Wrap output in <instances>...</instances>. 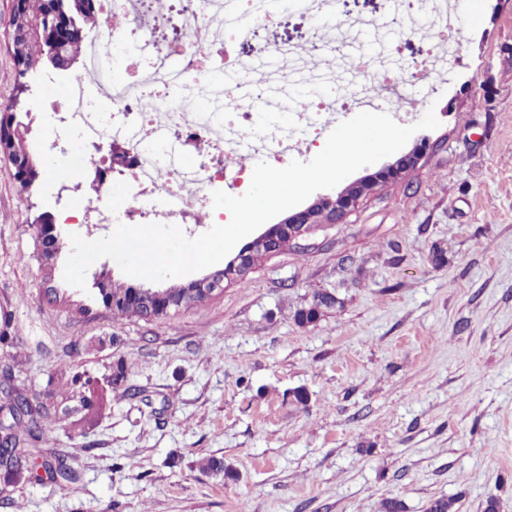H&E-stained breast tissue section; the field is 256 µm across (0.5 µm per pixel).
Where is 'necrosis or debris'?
I'll use <instances>...</instances> for the list:
<instances>
[{
  "label": "necrosis or debris",
  "mask_w": 512,
  "mask_h": 512,
  "mask_svg": "<svg viewBox=\"0 0 512 512\" xmlns=\"http://www.w3.org/2000/svg\"><path fill=\"white\" fill-rule=\"evenodd\" d=\"M181 38L163 41L157 32L164 13L147 15L146 0H98L107 24L84 35V63L65 77L58 97L64 109L46 150L50 163L81 153L75 176L80 191L64 210L67 224H110L123 213L130 224H196L213 214L212 187L235 166L240 144L275 163H284L300 143L316 144L336 119V109H358L364 93H297L290 111L256 112L291 64L288 48H274L273 69L258 72L226 50L267 22L264 0H179ZM440 32L419 71L437 73L440 58L458 55L453 37L454 0H426ZM130 70L110 83L102 62ZM109 144L127 153L123 170L126 204L116 209L104 185L84 182L86 170L107 167L94 147Z\"/></svg>",
  "instance_id": "1"
}]
</instances>
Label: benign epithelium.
Instances as JSON below:
<instances>
[{
	"instance_id": "1",
	"label": "benign epithelium",
	"mask_w": 512,
	"mask_h": 512,
	"mask_svg": "<svg viewBox=\"0 0 512 512\" xmlns=\"http://www.w3.org/2000/svg\"><path fill=\"white\" fill-rule=\"evenodd\" d=\"M89 13L88 0H71L69 8L60 5V0H13L11 19L12 44L14 58L19 70L26 69L25 61L21 55L22 46L34 36V16L46 20V27L39 33L40 38L48 43L50 51L49 62L56 65V59L62 56L66 60V67L71 68L80 62L79 51L73 48L78 37L77 17ZM31 86L20 80L15 86L12 106L25 108L30 97ZM14 136L11 131L0 126V154L13 166L17 182L24 187V191L31 190L39 174L32 159L22 161L14 154L11 145ZM356 197V193L341 194L336 198L325 197L321 205L306 210L301 214L293 215L281 223L274 225L258 236L252 242V248L264 252H274L283 247L290 239L299 235L307 224L316 218V213L326 212L334 216L345 210ZM32 227L39 242L42 259L54 253L61 245L60 233L57 225L48 219L46 213L37 215ZM227 273H217L196 280L177 291L171 290H142L133 288L129 293L119 295L111 291L112 278L109 273H100L94 282L101 297L102 303L112 308L116 305H128L142 310V317L157 318L167 314L170 309L201 302L208 298L219 288L221 281Z\"/></svg>"
}]
</instances>
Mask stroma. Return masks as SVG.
<instances>
[{"label": "stroma", "mask_w": 512, "mask_h": 512, "mask_svg": "<svg viewBox=\"0 0 512 512\" xmlns=\"http://www.w3.org/2000/svg\"><path fill=\"white\" fill-rule=\"evenodd\" d=\"M393 0H335L327 55L316 24L286 10L234 46L256 65L285 46L304 75L344 86L343 24L383 20ZM12 0H0V104L16 68ZM460 55L448 81L406 78L416 112L440 122L338 186L358 195L206 300L167 315L118 317L93 274L147 287L105 257L70 301L48 295L30 222L59 214L52 190L77 161L42 170L22 193L0 157V369L32 400L87 405L48 433L74 480L0 472V512H381L396 498L458 512L497 498L512 512V0L457 7ZM387 33L390 62L420 61L437 37ZM335 295L309 325L298 309ZM212 459L226 470L202 466Z\"/></svg>", "instance_id": "35a3bbf8"}]
</instances>
